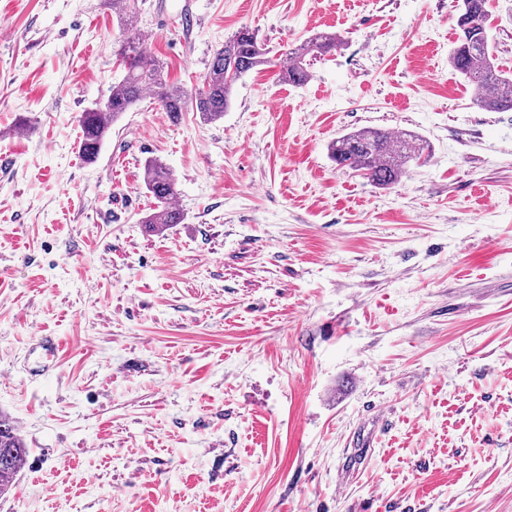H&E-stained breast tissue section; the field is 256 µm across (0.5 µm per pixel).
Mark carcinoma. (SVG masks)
Returning <instances> with one entry per match:
<instances>
[{
  "mask_svg": "<svg viewBox=\"0 0 512 512\" xmlns=\"http://www.w3.org/2000/svg\"><path fill=\"white\" fill-rule=\"evenodd\" d=\"M487 0H458L459 16L455 45L449 55L451 68L465 82L480 91L477 105L495 112L512 110V72L500 68L495 55ZM334 33H316L282 53L285 61L281 78L301 86L310 78L308 58L330 53L339 46ZM123 77L112 84L109 95L94 103L79 116L81 130L79 154L83 162L96 161L112 124L134 104L146 98L158 102L164 111L177 115L190 108L207 121L224 117L230 106L234 84L249 71L271 63L267 48L252 32L242 29L217 48L204 76L202 87L188 97L178 87L167 84L162 67L152 57L139 34L130 30L122 45ZM428 148L425 140L412 132L395 133L364 128L346 133L331 142V158L349 166L372 183L387 188L400 181L410 162L421 159ZM143 185L156 201L153 212L143 223L160 230L185 220L174 205L178 190L169 167L157 159L143 165ZM28 454L13 422L0 414V495L8 493Z\"/></svg>",
  "mask_w": 512,
  "mask_h": 512,
  "instance_id": "1",
  "label": "carcinoma"
}]
</instances>
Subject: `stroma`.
Wrapping results in <instances>:
<instances>
[{
	"label": "stroma",
	"instance_id": "obj_1",
	"mask_svg": "<svg viewBox=\"0 0 512 512\" xmlns=\"http://www.w3.org/2000/svg\"><path fill=\"white\" fill-rule=\"evenodd\" d=\"M135 8L190 95L240 28L341 43L303 86L242 76L217 122L144 100L87 164L125 30L106 0H0V412L29 448L0 512H512V111L449 65L457 0ZM489 11L512 71V0ZM366 127L430 151L377 187L327 149ZM148 158L186 216L163 232ZM142 181L156 201L153 212L144 218V224L160 230L170 224L183 223L184 213L173 203L178 190L171 169L157 159H148L143 165ZM60 348V342L54 336H38L36 338L34 349L42 360L40 368L43 372H48L56 366Z\"/></svg>",
	"mask_w": 512,
	"mask_h": 512
}]
</instances>
